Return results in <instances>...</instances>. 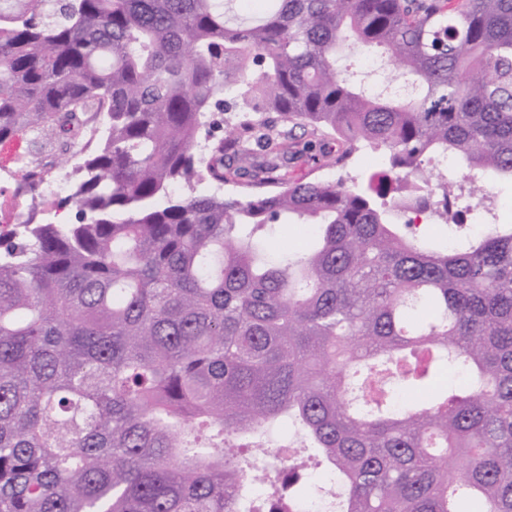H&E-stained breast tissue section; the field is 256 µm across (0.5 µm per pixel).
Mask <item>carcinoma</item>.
<instances>
[{
	"label": "carcinoma",
	"mask_w": 512,
	"mask_h": 512,
	"mask_svg": "<svg viewBox=\"0 0 512 512\" xmlns=\"http://www.w3.org/2000/svg\"><path fill=\"white\" fill-rule=\"evenodd\" d=\"M384 50L415 95H372L336 65ZM240 112L197 153L213 112ZM274 114L275 132L257 115ZM103 117L107 137L98 134ZM378 178L291 182L294 129ZM81 157L77 224L0 228V512H261L309 464L342 512H512V224L444 252L452 156L512 180V0H0V143L25 146L16 194ZM261 148L262 157L255 148ZM247 163L248 192L173 198ZM487 208L492 192L458 186ZM294 217L314 247L255 233ZM462 373L466 390L436 379ZM313 440L288 487L240 450L272 423ZM71 157V153L65 150L59 143H55L52 147L48 148L40 157L39 161L46 165L50 169V181H54L59 178H65L67 181L70 180V175L75 167L76 160L78 163L80 160ZM73 161V162H72ZM72 162V163H71ZM432 223L421 224L416 229L413 228L416 238L420 241H433L440 245L448 246L454 236V227L441 224V221L437 219Z\"/></svg>",
	"instance_id": "obj_1"
}]
</instances>
